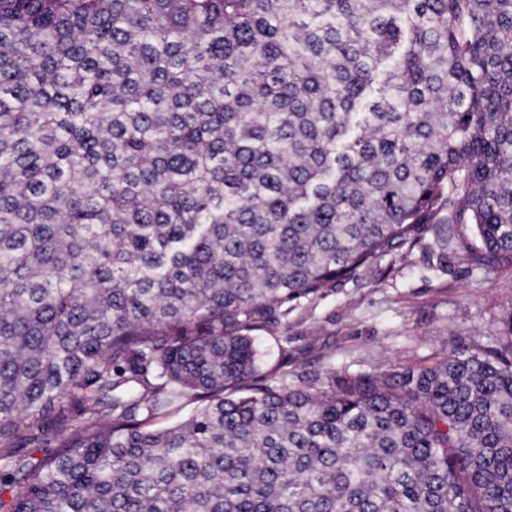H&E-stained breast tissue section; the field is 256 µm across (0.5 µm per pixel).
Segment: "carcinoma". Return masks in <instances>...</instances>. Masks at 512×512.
<instances>
[{
  "label": "carcinoma",
  "instance_id": "1",
  "mask_svg": "<svg viewBox=\"0 0 512 512\" xmlns=\"http://www.w3.org/2000/svg\"><path fill=\"white\" fill-rule=\"evenodd\" d=\"M428 224L512 257V0H0V512H512L511 360L261 376Z\"/></svg>",
  "mask_w": 512,
  "mask_h": 512
}]
</instances>
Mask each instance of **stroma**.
<instances>
[{
    "label": "stroma",
    "mask_w": 512,
    "mask_h": 512,
    "mask_svg": "<svg viewBox=\"0 0 512 512\" xmlns=\"http://www.w3.org/2000/svg\"><path fill=\"white\" fill-rule=\"evenodd\" d=\"M434 228L409 253L304 301L255 334L263 373L286 366L307 381L332 366L350 374L420 370L450 351L512 352V260L488 257L469 224Z\"/></svg>",
    "instance_id": "35a3bbf8"
}]
</instances>
